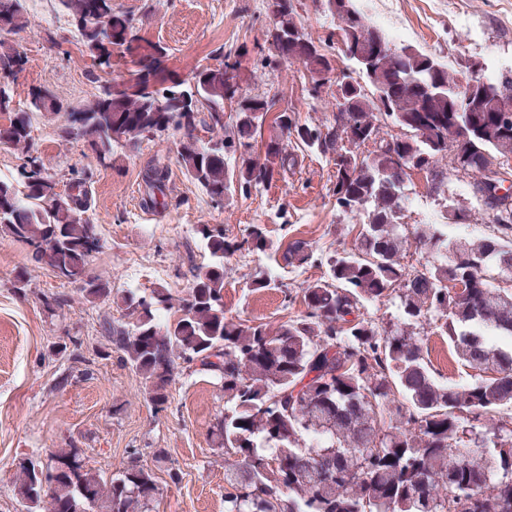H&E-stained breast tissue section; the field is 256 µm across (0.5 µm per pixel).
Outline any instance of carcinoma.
Returning a JSON list of instances; mask_svg holds the SVG:
<instances>
[{
    "mask_svg": "<svg viewBox=\"0 0 512 512\" xmlns=\"http://www.w3.org/2000/svg\"><path fill=\"white\" fill-rule=\"evenodd\" d=\"M74 21L97 16L101 30L83 38L94 65L110 74L126 42L139 39L131 19L112 0H60ZM280 12L288 41L269 30L275 62L298 63L320 76L335 71L297 19L294 0H268ZM28 25L23 0H0V32ZM370 33L345 43L354 73L336 78V108L346 121L320 126L296 122L283 112L262 157L254 158V133L272 102L244 99L249 111L227 128L224 104L237 92L230 80L238 62L196 71V85L183 88L166 65V48L139 44L140 81L113 79L108 90L60 128L65 140L81 141L104 166L115 146L181 134L178 163L217 205L237 192L250 194L288 169V140L329 156L335 169L336 204L362 213L351 250L326 257L305 241L282 252L287 266L319 263L327 278L302 289L305 310L277 326L260 319L240 321L224 312V262L243 246L264 253L266 230L251 225L243 241L224 229L199 224L211 261L193 270L179 315L160 323L172 309V294L155 288L112 294L89 273L101 247L90 215L87 179L68 194L38 158L30 155L33 112L57 114L61 102L46 89L30 92L29 110L16 111L8 79L25 64L19 45L0 39V147L29 155L20 183L0 180V235L33 249L34 260L80 283L90 303L116 297L128 322L112 327V342L142 377L149 400L163 407L178 363L217 376L231 406L214 432L224 449V512H512V284L502 286L490 270L512 262V217L493 235L448 239L434 224H420L413 236L398 224L407 199L404 181L387 175L394 157L419 162L432 172L436 196H445L450 157L457 179L474 193L487 174L512 160V126L496 124L512 115V75L470 78L486 89L482 112H456L448 86L459 75L432 55L409 46L380 52L371 69L360 58ZM167 102L156 111L155 103ZM406 130L381 135L380 117ZM224 130V139L201 144L198 128ZM467 141L456 149L452 131ZM371 146L367 153L360 148ZM168 166L159 161L145 173L146 206L166 196ZM427 250L433 264L411 273L400 262L409 240ZM467 279L462 296L448 293L451 279ZM397 300L398 318L384 325L364 312L365 304ZM446 338L470 380L443 383L424 355L420 324ZM493 372V377H482ZM46 484L52 494L40 492ZM158 493L153 473L132 461L107 478L83 468L68 453L55 465H21L14 487L26 512H146Z\"/></svg>",
    "mask_w": 512,
    "mask_h": 512,
    "instance_id": "obj_1",
    "label": "carcinoma"
}]
</instances>
